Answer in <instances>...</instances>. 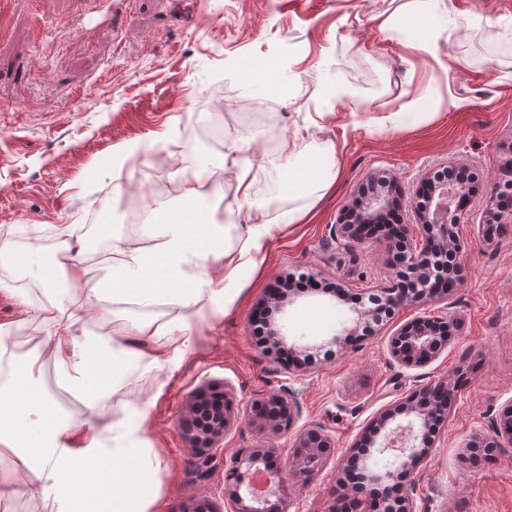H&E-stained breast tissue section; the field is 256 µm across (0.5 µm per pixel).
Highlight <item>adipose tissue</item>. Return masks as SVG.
<instances>
[{
    "instance_id": "ef3b65f1",
    "label": "adipose tissue",
    "mask_w": 512,
    "mask_h": 512,
    "mask_svg": "<svg viewBox=\"0 0 512 512\" xmlns=\"http://www.w3.org/2000/svg\"><path fill=\"white\" fill-rule=\"evenodd\" d=\"M437 13L426 0H407L400 17H387L381 27L390 37L437 55ZM242 145L224 151L223 166L231 175L234 200L249 205L244 240L232 245L227 225L216 221L209 204L212 170L201 164L182 171L176 208L141 199L148 221L135 235L108 230L106 239L120 260L96 283H89L81 261L33 250L15 253L0 243V255L50 284L52 301L40 314L49 327L45 357L13 358L0 382V449L13 457L0 469V495L18 489L53 499L58 512H154L159 506L156 477L163 462L149 449L147 412L128 426L113 423L101 436L95 421L104 401L128 365L177 369L206 310H221L237 298L240 276L253 270L255 255L272 226L302 220L304 211L287 219L253 208L257 178L243 156ZM336 176L334 147L312 154L305 167L289 174V189H326ZM86 288L75 301L72 288ZM111 321L110 342L98 345L78 335L76 326L87 307ZM53 370L58 387L81 404L86 419L74 424L46 388L44 374Z\"/></svg>"
}]
</instances>
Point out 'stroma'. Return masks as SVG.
Wrapping results in <instances>:
<instances>
[{
  "label": "stroma",
  "mask_w": 512,
  "mask_h": 512,
  "mask_svg": "<svg viewBox=\"0 0 512 512\" xmlns=\"http://www.w3.org/2000/svg\"><path fill=\"white\" fill-rule=\"evenodd\" d=\"M406 0H0V238L22 227L44 231L86 224L91 212L129 220L138 198L177 204L179 174L208 161L217 191L215 218L229 213L233 189L224 175L225 145L262 142L249 152L263 190L256 205L281 215L307 210L304 222L272 229L255 271L241 276L235 302L208 315L178 369L139 370L107 400V420L148 413L151 446L166 464L157 476L163 512H190L208 502L226 508V480L255 448L289 459L297 438L319 427L331 455L308 478H286L288 512H333L347 493L340 478L352 446L382 412L456 371L458 390L428 455L396 478L413 512H512V446L491 459L463 461L465 447L495 439V422L512 402V211L480 224L512 178V0H439L438 56L388 39L380 14ZM482 22H475V15ZM289 64L292 89L279 98L249 81L241 66ZM348 93L325 117L321 142L333 143L339 173L324 193L289 194L288 169L276 159L281 138L315 117L322 83ZM224 93L201 101L202 90ZM460 105L449 109V97ZM412 100L424 113L400 130H378V119ZM178 143L163 158L160 134ZM129 143L146 162L127 167V196L112 208L109 161ZM466 165L478 182L457 254L461 283L448 296L396 306L357 341L337 336L356 299L390 287L396 276L392 239L364 241L334 234L341 214L372 178L386 175L400 190L399 230L422 248L414 217L426 172ZM488 223V222H487ZM42 235L14 242L16 252L44 249ZM305 275L335 283L299 291L286 309L291 333L326 343L327 355L302 370L288 368L257 343L253 315L275 282ZM13 271V290H0L6 338L28 329L46 338L37 303ZM422 317L451 321L448 343L432 360L406 366L389 340ZM230 391L234 422L211 448L185 440L179 423L199 391ZM272 394L292 405L288 421L271 427L249 415Z\"/></svg>",
  "instance_id": "stroma-1"
}]
</instances>
